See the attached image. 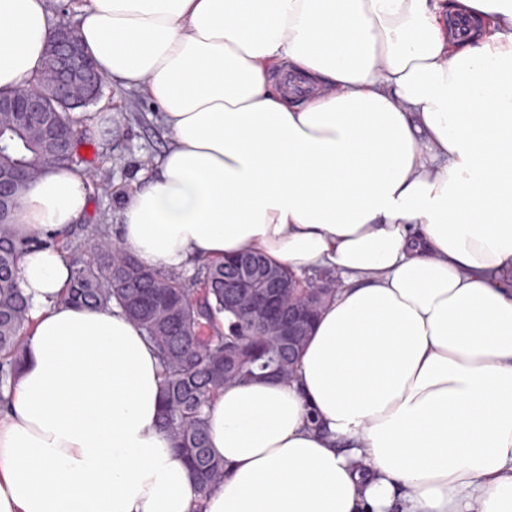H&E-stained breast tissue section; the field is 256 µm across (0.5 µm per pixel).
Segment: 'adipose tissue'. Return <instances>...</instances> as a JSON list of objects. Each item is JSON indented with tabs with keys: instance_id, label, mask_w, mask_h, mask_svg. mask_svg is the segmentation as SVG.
Returning <instances> with one entry per match:
<instances>
[{
	"instance_id": "obj_1",
	"label": "adipose tissue",
	"mask_w": 512,
	"mask_h": 512,
	"mask_svg": "<svg viewBox=\"0 0 512 512\" xmlns=\"http://www.w3.org/2000/svg\"><path fill=\"white\" fill-rule=\"evenodd\" d=\"M50 27V0H0V92L38 75ZM77 34L171 134L118 243L342 286L297 380L213 399L224 483L200 493L154 348L62 300L89 174L42 173L15 213L30 324L0 512H512V0H83Z\"/></svg>"
}]
</instances>
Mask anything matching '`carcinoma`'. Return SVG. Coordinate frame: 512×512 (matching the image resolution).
<instances>
[{
  "mask_svg": "<svg viewBox=\"0 0 512 512\" xmlns=\"http://www.w3.org/2000/svg\"><path fill=\"white\" fill-rule=\"evenodd\" d=\"M56 108L57 130L70 144L65 156L54 152L45 128L0 114V170L25 175L0 200V390L17 378L29 323L18 260L30 241L13 227L18 195L43 168L84 162L87 130L70 107ZM89 249L88 259L72 263L64 301L88 308L116 304L153 345L163 370L161 430L205 494L224 483V460L209 446L205 407L224 386L248 385L267 372L286 382L296 376L297 361L288 360V346L259 316L224 302V279L239 273L234 258L199 263L192 283L201 287L191 288L182 274L147 267L99 233L91 234Z\"/></svg>",
  "mask_w": 512,
  "mask_h": 512,
  "instance_id": "1",
  "label": "carcinoma"
}]
</instances>
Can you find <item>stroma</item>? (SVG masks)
Segmentation results:
<instances>
[{
    "mask_svg": "<svg viewBox=\"0 0 512 512\" xmlns=\"http://www.w3.org/2000/svg\"><path fill=\"white\" fill-rule=\"evenodd\" d=\"M109 107L106 131H91L84 155L90 172V211L82 227L73 229L61 244L69 260L87 255V228L114 236L119 202L133 189L140 171L148 169L167 148L169 133L150 104L133 91L105 84L100 102L81 108V115L97 123L100 106Z\"/></svg>",
    "mask_w": 512,
    "mask_h": 512,
    "instance_id": "obj_1",
    "label": "stroma"
}]
</instances>
